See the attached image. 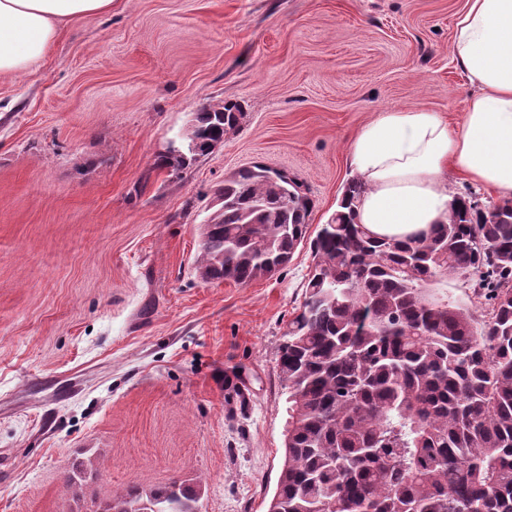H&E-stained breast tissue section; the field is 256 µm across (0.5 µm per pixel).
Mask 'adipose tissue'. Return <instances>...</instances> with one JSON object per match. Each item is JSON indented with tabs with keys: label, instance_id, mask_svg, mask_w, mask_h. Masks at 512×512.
<instances>
[{
	"label": "adipose tissue",
	"instance_id": "obj_1",
	"mask_svg": "<svg viewBox=\"0 0 512 512\" xmlns=\"http://www.w3.org/2000/svg\"><path fill=\"white\" fill-rule=\"evenodd\" d=\"M111 10L112 0H0V74L28 71L68 25ZM450 55L478 88L460 130L434 111L388 108L348 143L365 185L356 220L374 235L403 240L447 222L452 176L512 199V0H467Z\"/></svg>",
	"mask_w": 512,
	"mask_h": 512
}]
</instances>
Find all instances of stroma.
<instances>
[{"instance_id": "35a3bbf8", "label": "stroma", "mask_w": 512, "mask_h": 512, "mask_svg": "<svg viewBox=\"0 0 512 512\" xmlns=\"http://www.w3.org/2000/svg\"><path fill=\"white\" fill-rule=\"evenodd\" d=\"M467 0H113L0 75V512H98L175 478L200 512H267L283 460L278 347L312 264L203 283L225 177H298L326 223L350 136L386 108L459 124ZM246 117L182 172L157 161L208 104ZM97 475L76 488L73 464Z\"/></svg>"}]
</instances>
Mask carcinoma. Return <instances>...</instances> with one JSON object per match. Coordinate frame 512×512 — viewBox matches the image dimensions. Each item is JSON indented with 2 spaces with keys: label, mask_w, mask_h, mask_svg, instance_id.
Listing matches in <instances>:
<instances>
[{
  "label": "carcinoma",
  "mask_w": 512,
  "mask_h": 512,
  "mask_svg": "<svg viewBox=\"0 0 512 512\" xmlns=\"http://www.w3.org/2000/svg\"><path fill=\"white\" fill-rule=\"evenodd\" d=\"M236 103L203 107L183 135L186 169L239 128ZM347 182L309 247L304 300L279 345L288 394L284 459L268 512H512V201L455 195L448 223L405 241L354 221ZM201 225V281L247 285L304 243L303 183L256 164L216 190ZM490 308L441 292L448 280ZM202 486L178 479L108 496L101 512H199Z\"/></svg>",
  "instance_id": "1"
}]
</instances>
